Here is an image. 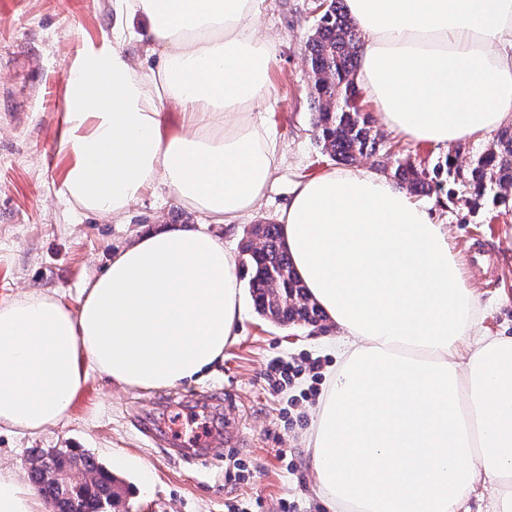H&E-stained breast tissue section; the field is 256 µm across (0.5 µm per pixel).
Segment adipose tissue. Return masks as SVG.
Masks as SVG:
<instances>
[{"label": "adipose tissue", "instance_id": "1", "mask_svg": "<svg viewBox=\"0 0 512 512\" xmlns=\"http://www.w3.org/2000/svg\"><path fill=\"white\" fill-rule=\"evenodd\" d=\"M261 0H113L114 41L78 55L58 147L64 193L120 216L163 186L201 222L137 233L78 308L40 291L0 301V429L57 425L89 372L125 388L204 378L242 320L233 255L212 232L253 215L281 162L256 116L276 42ZM357 79L389 130L451 148L512 124V0H344ZM145 18L156 63L119 44ZM175 104L177 113L166 110ZM339 362L301 441L329 512H512V336L483 332L447 225L377 172L299 181L279 217ZM0 512H48L0 466Z\"/></svg>", "mask_w": 512, "mask_h": 512}]
</instances>
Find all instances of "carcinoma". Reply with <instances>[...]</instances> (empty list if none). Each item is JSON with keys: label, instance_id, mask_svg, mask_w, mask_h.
<instances>
[{"label": "carcinoma", "instance_id": "carcinoma-1", "mask_svg": "<svg viewBox=\"0 0 512 512\" xmlns=\"http://www.w3.org/2000/svg\"><path fill=\"white\" fill-rule=\"evenodd\" d=\"M359 42L343 0H324L305 46L312 76L311 124L321 153L343 164L377 153L385 158L383 173L412 195L430 196L446 187L452 197L456 190L451 182L459 180L469 212L476 214L489 204L512 210V126L499 130L465 170L458 149L438 158L430 170L416 166L408 149L396 148L375 128L360 100ZM239 263L259 314L281 325H315L324 319L290 263L280 225H254L242 243ZM31 457L37 466L30 469L29 480L53 512H104L115 502L114 478L92 454L35 449Z\"/></svg>", "mask_w": 512, "mask_h": 512}]
</instances>
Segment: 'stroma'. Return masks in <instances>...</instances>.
<instances>
[{"label":"stroma","instance_id":"stroma-1","mask_svg":"<svg viewBox=\"0 0 512 512\" xmlns=\"http://www.w3.org/2000/svg\"><path fill=\"white\" fill-rule=\"evenodd\" d=\"M316 20L313 0L262 4L258 28L276 38L277 53L260 118L283 158L253 216L213 225L231 253L250 225L277 223L295 182L333 166L311 124L304 49ZM111 30L112 0H0V300L36 289L77 305L86 280L143 226L194 221L162 187L120 218L85 215L63 194L72 163L58 149L67 74L78 52ZM422 203L447 225L464 279L489 303L484 333L511 336L512 211L471 214L444 195ZM242 301V327L215 374L146 390L89 375L59 424L34 437L1 431L0 463L24 480L33 448L90 452L107 465L126 455L129 466L113 472L124 493L109 512H326L300 442L314 381L305 372L281 388L266 373L281 358L315 361L326 374L335 363L320 345L328 328L283 327L256 313L250 293Z\"/></svg>","mask_w":512,"mask_h":512}]
</instances>
